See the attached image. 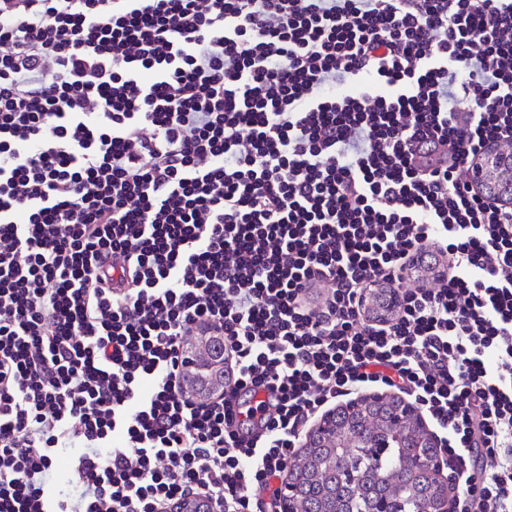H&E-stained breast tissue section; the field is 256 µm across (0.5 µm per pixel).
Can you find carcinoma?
I'll return each mask as SVG.
<instances>
[{"label": "carcinoma", "mask_w": 512, "mask_h": 512, "mask_svg": "<svg viewBox=\"0 0 512 512\" xmlns=\"http://www.w3.org/2000/svg\"><path fill=\"white\" fill-rule=\"evenodd\" d=\"M401 401H366L336 414V443L311 440L288 470L293 512H442L448 489L436 477L423 430L395 436L383 425Z\"/></svg>", "instance_id": "carcinoma-1"}]
</instances>
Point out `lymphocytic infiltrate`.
Segmentation results:
<instances>
[{
	"mask_svg": "<svg viewBox=\"0 0 512 512\" xmlns=\"http://www.w3.org/2000/svg\"><path fill=\"white\" fill-rule=\"evenodd\" d=\"M493 145L512 0H0V512H270L376 386L439 429L459 512H512ZM197 330L226 364L201 402ZM75 451L76 448H66L54 460L53 469L56 483L60 489L65 491L72 490L76 482L70 460Z\"/></svg>",
	"mask_w": 512,
	"mask_h": 512,
	"instance_id": "f902f5d3",
	"label": "lymphocytic infiltrate"
}]
</instances>
